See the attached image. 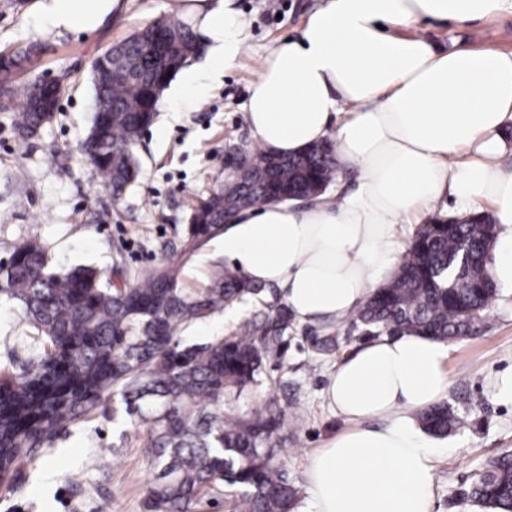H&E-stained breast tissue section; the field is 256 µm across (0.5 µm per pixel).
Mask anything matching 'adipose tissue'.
Wrapping results in <instances>:
<instances>
[{"label":"adipose tissue","mask_w":512,"mask_h":512,"mask_svg":"<svg viewBox=\"0 0 512 512\" xmlns=\"http://www.w3.org/2000/svg\"><path fill=\"white\" fill-rule=\"evenodd\" d=\"M116 0H38L51 28L92 31ZM512 14V0H321L298 37L265 57L244 105L257 142L295 155L332 140L355 190L333 202L266 203L222 236L224 256L279 288L300 321L355 312L391 277L403 225L441 197L456 214L491 206L489 274L512 292V53L437 49L404 28ZM185 14L208 48L201 88L247 48L251 23L236 0H190ZM448 344L381 336L341 360L326 395L349 427L307 461L310 512H431L434 441L414 415L447 397Z\"/></svg>","instance_id":"1"}]
</instances>
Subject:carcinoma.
Returning <instances> with one entry per match:
<instances>
[{
  "label": "carcinoma",
  "instance_id": "1",
  "mask_svg": "<svg viewBox=\"0 0 512 512\" xmlns=\"http://www.w3.org/2000/svg\"><path fill=\"white\" fill-rule=\"evenodd\" d=\"M28 42L0 53V110L14 113L22 138L48 122L39 102L48 83L28 84L20 107L11 105L14 76L43 54ZM198 50V37L179 15L163 17L130 34L96 58L91 68L95 109L82 145L110 190L122 197L137 179L135 153L151 126L146 111ZM227 172L192 208L179 253L186 262L224 234V213L235 216L294 197L313 201L336 182V160L326 142L280 157L247 142L232 145ZM494 225L480 213L461 222L433 217L421 225L394 275L352 316L377 333H414L448 341L465 336V314L484 315L496 290L487 275V246ZM470 247L459 259L460 244ZM180 268L162 263L142 281L122 288L96 270L57 271L35 239L17 244L0 263V294L20 302L36 334L18 336L27 351L17 374L0 375V472L54 447L66 431L102 403L120 396L124 417L148 426L147 446L160 473L147 490L144 512H193L208 498L235 501L241 512H292L299 489L278 463L286 440L275 403L245 413L225 406L261 382L267 363L281 357L295 318L281 303L237 336L186 341L179 333L237 302L266 296V286L241 271L216 266L205 288L180 287ZM319 353L336 346L335 326L310 330ZM421 427L436 436L465 427L443 402L422 412ZM467 500L512 512V453L492 459L477 474Z\"/></svg>",
  "mask_w": 512,
  "mask_h": 512
}]
</instances>
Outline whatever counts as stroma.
Masks as SVG:
<instances>
[{
	"mask_svg": "<svg viewBox=\"0 0 512 512\" xmlns=\"http://www.w3.org/2000/svg\"><path fill=\"white\" fill-rule=\"evenodd\" d=\"M316 3L238 0L251 21L246 52L203 94H181L180 79H173L138 148V181L117 203L81 151L92 122L91 65L134 31L181 9L182 0H119L111 17L89 33L48 27L36 13V0H0V51L28 41L45 46L44 54L17 75L18 94L40 76L62 81L55 116L32 138L20 139L11 113L0 111V260H7L18 242L35 238L57 269L88 265L131 285L167 261L180 267L184 287H202L209 269L223 263L224 251L216 238L192 261H181L177 246L192 208L223 172L228 146L252 138L242 106L263 55L297 36ZM408 32L441 50L463 46L512 52L511 16L419 23ZM263 310L255 302L227 307L184 335L196 342L234 336ZM27 330L20 306L0 301V369L18 371L26 353L12 349L9 339ZM369 339L363 329L342 323L335 349L318 354L304 324H297L281 359L268 364L263 382L246 389L232 405L238 411L277 402L286 438L280 463L302 491L293 512L309 507V456L347 426L325 397L329 376ZM450 347L447 403L469 426L438 441L432 512H483L463 494L490 458L512 451V406L496 402L490 386L499 372L512 367V293L496 294L482 333ZM116 406L115 397H106L96 413L59 436L53 448L26 461L21 490H0V512H144L146 491L155 478L147 427L122 420Z\"/></svg>",
	"mask_w": 512,
	"mask_h": 512,
	"instance_id": "35a3bbf8",
	"label": "stroma"
}]
</instances>
